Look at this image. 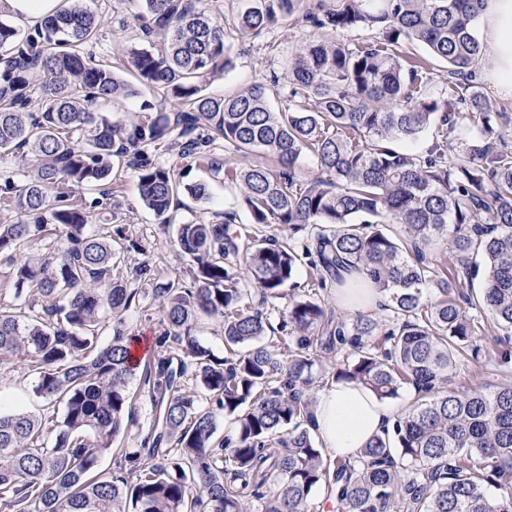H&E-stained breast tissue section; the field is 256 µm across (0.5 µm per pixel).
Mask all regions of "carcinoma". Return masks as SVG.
<instances>
[{
	"instance_id": "carcinoma-1",
	"label": "carcinoma",
	"mask_w": 512,
	"mask_h": 512,
	"mask_svg": "<svg viewBox=\"0 0 512 512\" xmlns=\"http://www.w3.org/2000/svg\"><path fill=\"white\" fill-rule=\"evenodd\" d=\"M143 2L131 32L145 42L161 36L164 49L125 48L122 65L134 85L91 52V11L65 8L22 45L0 22V49L25 52L0 73V151L33 158L23 186L0 178V202L19 213L0 224V259L16 297L41 299L0 307V360L27 361L34 393L62 407L50 440L44 419L0 409V508L311 512L322 488L338 512H512V384L447 390L458 357L479 358L487 314L505 338L500 363H512V121L480 91L474 21L483 0H242L231 24L213 0ZM290 20L308 32L288 58V83L205 93L233 67L227 26L260 37ZM370 29L380 40L341 39ZM415 43L446 64L448 98L423 96L424 66L406 56ZM35 72L48 79L33 115L22 108ZM142 89L163 90L183 110L135 121L89 111ZM464 120L477 122L476 132L457 142L450 133ZM428 129L424 150L399 147ZM173 145L183 157L220 145L232 151L239 162L206 154L240 195L224 222L178 226L192 280L156 284L168 329L142 362L121 328L136 291L112 278L121 254L141 245L123 224L87 235L93 215L71 197L91 183L111 195L106 185L123 164L159 217L181 189L207 198L206 183L182 185L173 167L156 162ZM307 152L317 159L315 177L298 173ZM240 211L254 227L244 250L235 230ZM46 224L61 228L67 246L42 261L18 259ZM274 224L288 227V238L265 233ZM391 224L402 225L404 237ZM436 240L455 272L427 261ZM304 263L320 290L342 289L343 302L363 298L344 279L362 271L383 299L382 315L336 317L315 292L293 296L279 315L289 335L279 347L267 335L273 304ZM477 277L479 296L458 291ZM105 313L115 328L102 346ZM199 313L223 323L224 356L196 336ZM326 358L335 359L332 367H323ZM135 378L157 424L142 447L117 449L125 475L104 477L97 465L129 419ZM191 379L199 388L185 386ZM330 380L382 400L410 386L420 399L356 456L333 457L301 428L315 384ZM219 411L234 436H216Z\"/></svg>"
}]
</instances>
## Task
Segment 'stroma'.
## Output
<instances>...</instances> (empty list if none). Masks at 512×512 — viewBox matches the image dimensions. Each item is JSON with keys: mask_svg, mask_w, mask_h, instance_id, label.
<instances>
[{"mask_svg": "<svg viewBox=\"0 0 512 512\" xmlns=\"http://www.w3.org/2000/svg\"><path fill=\"white\" fill-rule=\"evenodd\" d=\"M76 4L95 11L100 21L99 38L92 50L96 57L112 58L123 46L128 45L130 34L124 31L122 23L141 11L142 0H75ZM302 35L294 25L286 24L274 33L259 38L244 40L230 35L229 40L236 52L235 67L224 77L208 84L207 94L222 95L248 87L256 81L269 80L271 75L287 78L286 62L293 44ZM160 162L176 165L178 171L186 173L188 181L204 180L209 184V197L197 200L181 193L173 201L175 224H167L142 203L137 187L135 172L127 167L113 170L110 203L104 204L98 212L96 223L90 224L93 232L105 231L109 227L111 214H118L128 235L138 240L142 253H129L124 261L116 264L113 274L125 280H134L138 290L135 303L125 314V329L128 335L140 337L144 350L154 348V339L165 328L164 315L159 302L153 297L157 281L180 278L190 280L191 265L178 246L175 232L176 223L217 224L223 221L225 209L231 207L239 193L238 188L225 184L223 177L212 176L207 165L196 159L179 158L177 151L160 155ZM147 263L151 272L142 279H135L134 269L140 263ZM493 329H486L479 340L483 355L479 361L462 359L452 381L453 389L492 390L512 383V368L498 363V345L493 341ZM0 403L20 405L28 412L45 418H52L51 405L32 391V378L22 364L0 366ZM155 409L147 394L136 393L132 402L129 422L114 440L113 452L103 455L98 470L104 475H120L121 469L115 451L119 448L136 447L140 439L152 427Z\"/></svg>", "mask_w": 512, "mask_h": 512, "instance_id": "stroma-1", "label": "stroma"}]
</instances>
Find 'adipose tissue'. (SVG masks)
Listing matches in <instances>:
<instances>
[{"mask_svg": "<svg viewBox=\"0 0 512 512\" xmlns=\"http://www.w3.org/2000/svg\"><path fill=\"white\" fill-rule=\"evenodd\" d=\"M484 47V72L495 93L512 99V0H484L475 22ZM316 432L333 455L357 453L382 433L393 411L371 391L349 383H333L316 397L312 409Z\"/></svg>", "mask_w": 512, "mask_h": 512, "instance_id": "obj_1", "label": "adipose tissue"}]
</instances>
